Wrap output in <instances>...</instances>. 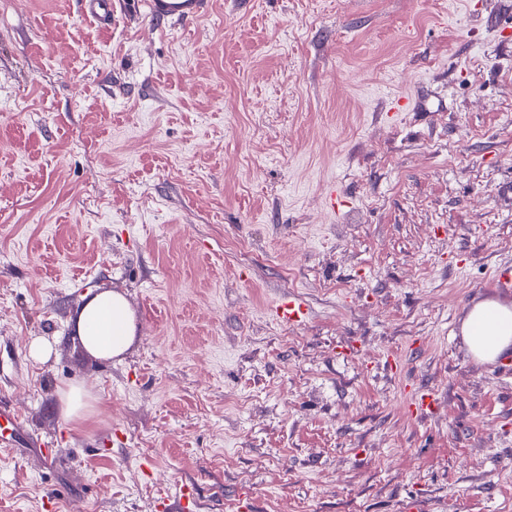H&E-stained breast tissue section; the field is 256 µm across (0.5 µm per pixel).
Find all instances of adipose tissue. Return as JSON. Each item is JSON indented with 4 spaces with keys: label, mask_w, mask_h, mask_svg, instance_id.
Listing matches in <instances>:
<instances>
[{
    "label": "adipose tissue",
    "mask_w": 512,
    "mask_h": 512,
    "mask_svg": "<svg viewBox=\"0 0 512 512\" xmlns=\"http://www.w3.org/2000/svg\"><path fill=\"white\" fill-rule=\"evenodd\" d=\"M73 329L81 348L100 360L121 357L137 332L133 311L122 293L104 290L86 296ZM464 336L473 357L495 361L512 347V306L484 301L474 305L464 322Z\"/></svg>",
    "instance_id": "obj_1"
}]
</instances>
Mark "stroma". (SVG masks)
Segmentation results:
<instances>
[{
    "mask_svg": "<svg viewBox=\"0 0 512 512\" xmlns=\"http://www.w3.org/2000/svg\"><path fill=\"white\" fill-rule=\"evenodd\" d=\"M203 2L0 0V512H512V370L463 339L512 305V0ZM102 290L107 362L71 327ZM84 15L93 21L107 25L115 21V4L112 0H82ZM147 14L156 21L168 19L189 20L199 15L201 0H147L143 2ZM73 329L81 348L100 360L121 357L137 332L133 311L122 293L104 290L85 297ZM276 319L284 324H300L307 318V306L297 297H288L273 307ZM58 409L61 419L71 425L73 429H79L83 422L92 417V399L87 391L81 386H70L66 389H59Z\"/></svg>",
    "mask_w": 512,
    "mask_h": 512,
    "instance_id": "obj_1",
    "label": "stroma"
}]
</instances>
